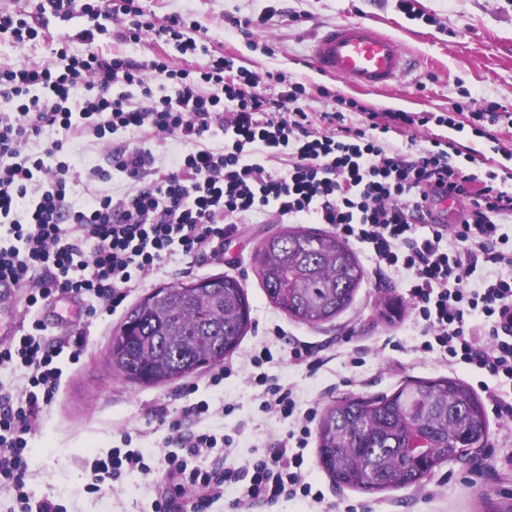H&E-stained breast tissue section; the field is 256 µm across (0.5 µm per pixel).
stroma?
I'll return each mask as SVG.
<instances>
[{"mask_svg": "<svg viewBox=\"0 0 512 512\" xmlns=\"http://www.w3.org/2000/svg\"><path fill=\"white\" fill-rule=\"evenodd\" d=\"M143 5L159 22L174 13L191 15L206 29L213 49L234 57L237 65L261 76L270 71L303 83L309 93L306 104L313 112L331 106V98L319 92L323 86L331 97L355 100L374 112L442 114L467 95L498 103L506 116L493 126L494 140L475 137L468 130L454 135L433 124L421 129L419 136L451 135L463 152L478 151L472 167L478 175L507 163L500 150L512 149V122L507 119L512 113V0H417V19L402 13L398 0H144ZM245 17L254 21L246 34L234 24ZM345 20H364L396 37L417 56L416 69L393 87L372 92L317 73L307 59L311 37L321 27ZM89 25V18L78 13L65 21L50 18L44 39L23 47L0 41V63L42 62L60 49H80L77 36ZM283 228L273 219L240 225L225 241L223 256L171 264L165 273L130 289L115 314L89 320L76 310L67 325H48L49 339L68 328L88 329L90 336L79 361L68 365L56 400L41 413L40 428L29 442L32 474L27 487L33 500H54L67 512H148L166 484L164 470L147 479L131 475L101 497L86 490L85 463L110 450L120 431L135 436L140 447H158L167 429L154 418V410L164 407L179 413L187 403L184 389L192 382L199 386V398L221 399L233 407L228 415L210 420L215 427L242 430L224 457L225 465L239 467L265 453L292 422L260 410L259 390L249 381L252 367L245 352L277 327L328 356V363L313 373L285 360L265 367L269 375L293 384L302 404H315L321 413L336 400L389 396L413 380L450 377L477 387V375L416 352L422 338L414 331L402 286L379 281L374 271H367L351 305L330 321L312 326L277 309L255 272L254 256L266 236ZM217 275L240 279L251 306V326L229 356L237 375L220 389L208 387L207 367L159 385L127 381L113 366L109 347L131 305L158 288ZM353 356L361 358L360 366L350 364ZM484 406L489 421L484 447L442 463L418 485L375 494L339 486L322 468L313 441L305 451L307 472L310 482L322 490L323 502L282 500L262 512H345L350 505L355 512H512V429L492 401Z\"/></svg>", "mask_w": 512, "mask_h": 512, "instance_id": "stroma-1", "label": "stroma"}]
</instances>
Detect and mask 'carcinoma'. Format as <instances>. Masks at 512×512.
Instances as JSON below:
<instances>
[{
	"label": "carcinoma",
	"instance_id": "obj_1",
	"mask_svg": "<svg viewBox=\"0 0 512 512\" xmlns=\"http://www.w3.org/2000/svg\"><path fill=\"white\" fill-rule=\"evenodd\" d=\"M255 265L271 302L310 324L344 310L364 276L354 251L330 232H276L258 248ZM250 324L247 293L235 277L163 287L131 307L110 356L134 383H166L193 374L204 358L223 362ZM419 435L432 452L407 462L403 449ZM487 435L485 408L468 386L452 378L418 380L391 396L331 405L319 425V457L338 484L376 493L421 481L448 461L450 440L468 445Z\"/></svg>",
	"mask_w": 512,
	"mask_h": 512
}]
</instances>
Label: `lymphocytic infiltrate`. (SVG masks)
<instances>
[{
	"instance_id": "f902f5d3",
	"label": "lymphocytic infiltrate",
	"mask_w": 512,
	"mask_h": 512,
	"mask_svg": "<svg viewBox=\"0 0 512 512\" xmlns=\"http://www.w3.org/2000/svg\"><path fill=\"white\" fill-rule=\"evenodd\" d=\"M81 12L96 21L82 31V51L64 62L0 64V283L22 292L34 319L27 333L0 345V371H23L19 390L0 383V491L19 512H66L52 500L31 502L25 474L38 418L61 386L62 361L77 362L86 332L46 342L35 313L61 298L86 314L114 313L129 288L166 270L173 259L197 261L224 253V241L243 220L275 217L332 225L357 245L381 278L399 282L414 311L419 350L452 366L512 383V236L501 217L512 215V171L471 173L475 154H462L453 137L418 145L414 132L434 123L454 133L487 137L495 103H453L449 116L432 112H370L366 125L347 123L356 101L337 100L314 115L303 83L271 76L269 84L233 57L207 47L206 33L190 37L188 16L156 23L140 0H36L0 10V37L23 45L40 35L44 18ZM109 34L118 50L103 52ZM151 36L188 57L175 69L167 54L136 62L122 48ZM471 116L460 122V114ZM406 137V149H388L382 136ZM180 143L172 161L157 157L152 135ZM108 145L100 161L79 160L76 142ZM106 190L80 197L77 188ZM459 195L468 204L457 223L440 224L433 200ZM317 370L322 359L308 343L254 346L248 359L259 373L262 409L294 418L295 429L264 455L240 467L224 464L235 438L211 429L215 410L196 399L166 424L168 487L152 512H210L226 499L233 512H252L280 499L321 501L308 479L304 451L315 407H302L294 386L261 373L274 359ZM151 451L129 433L107 455L87 464L93 493L126 475L152 474Z\"/></svg>"
}]
</instances>
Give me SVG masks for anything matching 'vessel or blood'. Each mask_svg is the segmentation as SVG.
<instances>
[{"label": "vessel or blood", "mask_w": 512, "mask_h": 512, "mask_svg": "<svg viewBox=\"0 0 512 512\" xmlns=\"http://www.w3.org/2000/svg\"><path fill=\"white\" fill-rule=\"evenodd\" d=\"M315 69L362 90L389 88L416 65L394 37L370 23L353 20L327 26L316 34L310 50ZM14 288L0 291V340L16 334L8 301Z\"/></svg>", "instance_id": "vessel-or-blood-1"}]
</instances>
